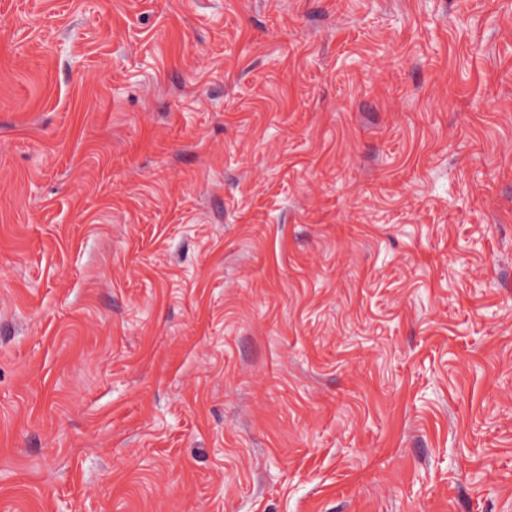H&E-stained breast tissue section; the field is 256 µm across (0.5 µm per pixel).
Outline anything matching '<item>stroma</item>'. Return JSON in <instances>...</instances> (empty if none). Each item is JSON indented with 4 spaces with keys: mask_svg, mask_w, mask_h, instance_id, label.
Returning a JSON list of instances; mask_svg holds the SVG:
<instances>
[{
    "mask_svg": "<svg viewBox=\"0 0 512 512\" xmlns=\"http://www.w3.org/2000/svg\"><path fill=\"white\" fill-rule=\"evenodd\" d=\"M0 512H512V0H0Z\"/></svg>",
    "mask_w": 512,
    "mask_h": 512,
    "instance_id": "obj_1",
    "label": "stroma"
}]
</instances>
